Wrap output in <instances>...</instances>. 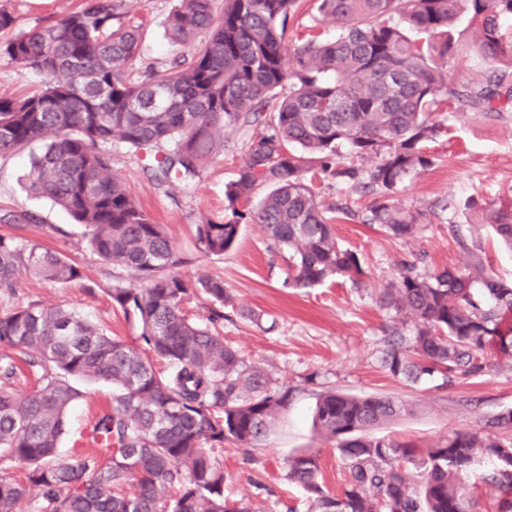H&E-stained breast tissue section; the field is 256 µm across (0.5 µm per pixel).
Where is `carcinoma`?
Wrapping results in <instances>:
<instances>
[{
  "instance_id": "1",
  "label": "carcinoma",
  "mask_w": 512,
  "mask_h": 512,
  "mask_svg": "<svg viewBox=\"0 0 512 512\" xmlns=\"http://www.w3.org/2000/svg\"><path fill=\"white\" fill-rule=\"evenodd\" d=\"M315 2L336 35L307 26L288 39L302 0H224L219 15L214 0H177L162 20L164 35L192 57L176 55L143 79L132 70L143 23L124 20V0H81L18 32L14 16L0 10V32L12 33L0 56L42 77L36 92L0 97V158L42 144L31 155L28 190L83 227L100 260L143 283L107 288L112 307L137 322L140 346L62 305L0 312V512L21 503L36 512H251L224 495L215 450L226 442L258 445L293 398L294 388L185 314L194 294L210 302L211 323L226 308L259 322L223 279L178 272L182 258L166 226L150 217L101 146L141 155L159 186H187L202 178L227 132L263 126L225 186L227 214L195 224L197 249L206 256L230 250L249 216L238 206L266 186L249 217L288 252L284 286L337 278L357 285L366 273L338 242L336 215L414 238L426 213L404 208L395 195L433 165L425 146L442 129L435 114L512 106V38L502 31L512 0ZM463 18L489 64L476 85L454 76L466 49L457 35ZM373 156L376 164L358 166ZM309 173L338 183L365 177L376 197L363 211L327 204ZM467 208L512 249L511 198ZM23 273L61 285L83 277L63 253L0 233V291L14 293ZM378 300L393 321L378 363L395 378L447 387L512 359V281L488 271L479 253L462 267L412 264ZM21 361L37 381L26 395L15 388ZM75 379L112 384V398L95 414L96 448L64 457L57 444L80 397ZM408 412L389 395L322 391L313 426L333 443L346 483L336 494L325 489L310 450L287 458L284 479L306 492L309 512H479V498L462 484L488 461L493 469L481 481L496 512H512V438L493 432L512 429V409L426 446L372 434ZM11 466L23 476L9 473Z\"/></svg>"
}]
</instances>
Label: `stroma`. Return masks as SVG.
Returning <instances> with one entry per match:
<instances>
[{
	"label": "stroma",
	"instance_id": "1",
	"mask_svg": "<svg viewBox=\"0 0 512 512\" xmlns=\"http://www.w3.org/2000/svg\"><path fill=\"white\" fill-rule=\"evenodd\" d=\"M78 3L0 0V9L15 17L17 28L25 29ZM174 5L175 0H125L128 16L143 22L145 29L141 56L133 65L135 74L173 58L160 22ZM438 118L444 129L426 145L432 166L413 175L397 194L403 207L429 211V224L407 241L390 238L375 224L335 225L342 245L359 256L366 271L357 288L343 279L317 288L284 287L288 255L251 221L243 223L238 241L224 255L206 256L197 250L194 226L200 217L223 215L225 186L235 178L244 143L256 134V127L228 133L201 181L168 190L150 179L144 161L127 148L105 147L114 170L146 212L156 223L167 225L175 238L186 259L180 274L188 279L201 274L222 277L243 306L260 314L257 324L235 315L224 318L217 324L221 335L275 378L296 388L265 441L254 447L228 444L220 455L226 495L252 512H307L305 492L281 478L284 459L305 448L318 449L327 489L336 492L344 485L346 473L333 445L317 438L312 429L316 398L325 388L399 398L408 414L378 427L377 435L423 444L455 430L477 428L488 417L512 408L510 361L448 388L433 381L409 384L377 363L385 330L392 323L390 313L379 305V291L406 265L458 267L469 251L478 250L498 276L512 280V253L498 247L487 226L475 223L464 207L470 198L485 203L512 197V112L451 109ZM29 167L25 151L0 158V215H39L40 223L24 225L22 236L67 255L81 267L83 277L65 286L22 277L13 295H0V311L31 301L63 304L102 324L112 335L134 340L138 326L113 309L103 289L110 283L133 288L136 280L122 268L105 269L88 247L82 228L67 213L27 192ZM78 387L82 396L71 407L58 444L65 456L83 451V434L112 394L105 382L82 381Z\"/></svg>",
	"mask_w": 512,
	"mask_h": 512
}]
</instances>
